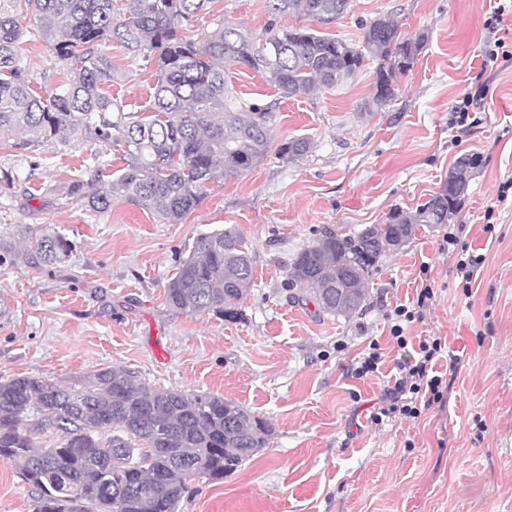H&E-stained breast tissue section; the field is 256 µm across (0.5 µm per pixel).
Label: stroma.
Instances as JSON below:
<instances>
[{"label":"stroma","instance_id":"stroma-1","mask_svg":"<svg viewBox=\"0 0 512 512\" xmlns=\"http://www.w3.org/2000/svg\"><path fill=\"white\" fill-rule=\"evenodd\" d=\"M494 0H352L323 34L358 47L366 26L396 21L404 37L425 35L414 67L399 76L395 98L370 106L373 67L332 89L280 101L266 157L239 178L217 176L182 223L167 224L118 198L103 213L71 195L87 164L124 167L116 143L86 141L32 152L0 135V380L42 377L71 385L96 370L119 367L156 390L207 392L237 401L272 427L267 448L219 481L196 479L179 512H512V64L483 70L495 36L485 26ZM261 34L272 25L305 26L306 17H274L267 0H209L195 22ZM115 77L103 89L128 110L144 108L153 66L132 62L106 44ZM35 89L52 91L59 76L52 49L25 42L21 55ZM230 87L259 104L276 91L261 74L227 70ZM488 82L482 112L464 133L451 109L472 86ZM294 137L309 151L283 163L277 150ZM479 165L448 223L418 227L372 271L362 310L316 311L288 285V264L327 231L356 233L389 212L415 209L440 191L457 160ZM492 220H485V212ZM493 232H486V223ZM235 226L252 245L254 277L244 316L176 315L167 280L196 238ZM460 231V245L485 263L463 290L454 257L440 249ZM65 236V262L45 265L37 237ZM435 297L408 336H440L463 351L444 407L418 421L374 423L368 400L380 396L393 367L387 315L411 304L423 282ZM381 349L377 373L356 378L369 352ZM17 464L0 459V512H33Z\"/></svg>","mask_w":512,"mask_h":512}]
</instances>
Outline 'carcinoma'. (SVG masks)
Listing matches in <instances>:
<instances>
[{
  "instance_id": "carcinoma-1",
  "label": "carcinoma",
  "mask_w": 512,
  "mask_h": 512,
  "mask_svg": "<svg viewBox=\"0 0 512 512\" xmlns=\"http://www.w3.org/2000/svg\"><path fill=\"white\" fill-rule=\"evenodd\" d=\"M209 0H0V132L28 150L66 145L79 132L124 145L126 166L110 180L88 166L71 193L94 212L124 198L179 224L200 203L217 173L239 177L267 154L274 114L283 99L333 88L366 61L376 63L373 105L394 97L397 75L418 60L425 37L401 36L379 17L355 48L306 26L271 28L261 37L224 24L193 34ZM351 0H268L272 14H300L327 24ZM29 18L35 38L53 46L62 63L59 84L37 92L21 66ZM116 40L133 61L154 64L157 82L139 117L102 91L112 81ZM240 65L262 74L278 98L239 99L224 69ZM308 138L283 142L284 163L303 155ZM478 159L464 157L443 189L413 211L396 209L386 222L356 234L328 232L304 246L288 265L289 284L329 314L348 316L365 305L367 279L389 249L397 250L420 224H446L459 208L467 174ZM62 235L36 239L47 265L64 261ZM253 280L251 245L233 227L201 235L165 287L176 314L235 321ZM59 436L41 448L36 432ZM268 422L232 399L212 393L156 391L120 368L95 371L76 386L37 377L0 381V457L17 462L31 488L34 512H177L194 478L222 480L267 447Z\"/></svg>"
}]
</instances>
